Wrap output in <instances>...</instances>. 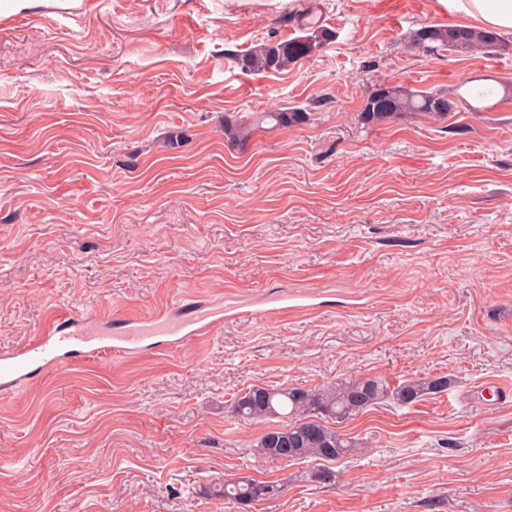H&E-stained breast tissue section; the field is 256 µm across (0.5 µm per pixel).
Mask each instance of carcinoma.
Returning <instances> with one entry per match:
<instances>
[{
	"label": "carcinoma",
	"mask_w": 512,
	"mask_h": 512,
	"mask_svg": "<svg viewBox=\"0 0 512 512\" xmlns=\"http://www.w3.org/2000/svg\"><path fill=\"white\" fill-rule=\"evenodd\" d=\"M311 34L301 39L262 42L233 54L236 65L245 73L261 74L287 70L300 58L310 54L333 37V33L313 23L307 24ZM417 49L448 48L481 55L494 54L502 47L498 33L463 26L426 24L409 36ZM459 108H480L460 98L450 99L440 91L420 90L401 85L378 83L368 94L361 119L370 124L386 122L403 114H422L443 119ZM303 108H285L264 112L256 121L224 119V135L232 142L247 141L254 131L267 123L274 127H294L307 121ZM451 379L446 376L406 380L391 389L379 377L342 380L330 385L302 389L254 385L233 403V413L247 422L272 418L283 419L274 431L262 434L256 450L271 460L288 454L291 460L335 462L356 450V444L333 427L354 414L391 399L412 404L448 390ZM287 480L259 481L249 476L227 480L212 491V496L240 505H250L266 497L278 495Z\"/></svg>",
	"instance_id": "obj_1"
}]
</instances>
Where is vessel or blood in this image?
Segmentation results:
<instances>
[{"label":"vessel or blood","mask_w":512,"mask_h":512,"mask_svg":"<svg viewBox=\"0 0 512 512\" xmlns=\"http://www.w3.org/2000/svg\"><path fill=\"white\" fill-rule=\"evenodd\" d=\"M224 318L219 310L184 305L148 320L131 319L120 328L90 325L70 313L55 315L21 348L0 351V387L9 389L27 378L32 370H44L80 357L107 354L135 355L156 337L180 344L207 336Z\"/></svg>","instance_id":"b4317fda"}]
</instances>
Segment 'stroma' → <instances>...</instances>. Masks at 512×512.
<instances>
[{
	"label": "stroma",
	"instance_id": "obj_1",
	"mask_svg": "<svg viewBox=\"0 0 512 512\" xmlns=\"http://www.w3.org/2000/svg\"><path fill=\"white\" fill-rule=\"evenodd\" d=\"M79 2L0 16V347L65 311L307 308L0 389V512H512V99L359 117L385 81L512 84V33L490 57L411 47L425 23L467 24L443 0ZM309 12L334 36L288 71L234 63L305 36ZM292 106L306 123L224 135ZM370 376L452 384L337 423L357 450L336 463L266 460L278 420L230 410L254 385ZM244 475L287 485L211 498Z\"/></svg>",
	"mask_w": 512,
	"mask_h": 512
}]
</instances>
